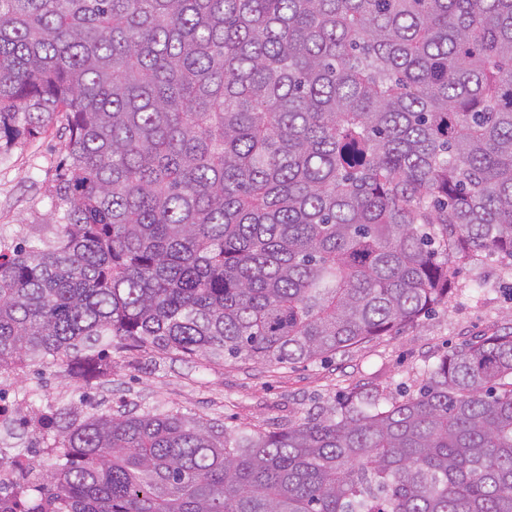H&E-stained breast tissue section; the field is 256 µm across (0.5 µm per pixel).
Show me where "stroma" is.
<instances>
[{
    "instance_id": "35a3bbf8",
    "label": "stroma",
    "mask_w": 512,
    "mask_h": 512,
    "mask_svg": "<svg viewBox=\"0 0 512 512\" xmlns=\"http://www.w3.org/2000/svg\"><path fill=\"white\" fill-rule=\"evenodd\" d=\"M65 155L57 125L0 154V243H50L58 234L52 186ZM512 326V259L478 253L459 265L448 297L430 313L391 336H379L315 361L284 367L261 361L186 359L125 342L106 348L100 372L86 379L60 364L39 362L8 386L32 425L0 426V449H31V461L49 469L44 452L52 430L35 426L36 410L75 407L81 416L126 404L163 412L173 407L214 418L225 427L265 432L310 413H323L338 397L382 392L402 400L417 393L423 371L458 344Z\"/></svg>"
}]
</instances>
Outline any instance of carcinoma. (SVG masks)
Instances as JSON below:
<instances>
[{"label":"carcinoma","instance_id":"cac0c4a2","mask_svg":"<svg viewBox=\"0 0 512 512\" xmlns=\"http://www.w3.org/2000/svg\"><path fill=\"white\" fill-rule=\"evenodd\" d=\"M51 123L59 234L0 250V365L296 364L512 258V0H0V153ZM37 423L76 459L26 465L13 512H512V331L277 431Z\"/></svg>","mask_w":512,"mask_h":512}]
</instances>
